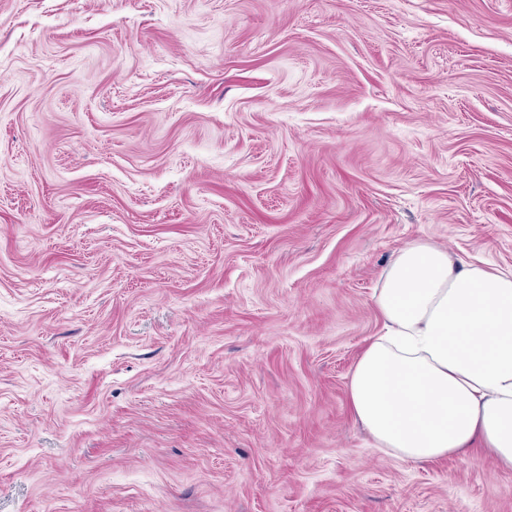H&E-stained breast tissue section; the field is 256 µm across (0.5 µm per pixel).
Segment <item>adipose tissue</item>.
Here are the masks:
<instances>
[{"instance_id": "adipose-tissue-1", "label": "adipose tissue", "mask_w": 512, "mask_h": 512, "mask_svg": "<svg viewBox=\"0 0 512 512\" xmlns=\"http://www.w3.org/2000/svg\"><path fill=\"white\" fill-rule=\"evenodd\" d=\"M372 300L381 328L349 394L375 446L414 462L476 451L512 469V273L415 240Z\"/></svg>"}]
</instances>
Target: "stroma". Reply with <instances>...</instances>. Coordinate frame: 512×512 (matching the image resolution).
<instances>
[{"instance_id": "obj_1", "label": "stroma", "mask_w": 512, "mask_h": 512, "mask_svg": "<svg viewBox=\"0 0 512 512\" xmlns=\"http://www.w3.org/2000/svg\"><path fill=\"white\" fill-rule=\"evenodd\" d=\"M418 239L512 272V0H0V512H512L351 414Z\"/></svg>"}]
</instances>
